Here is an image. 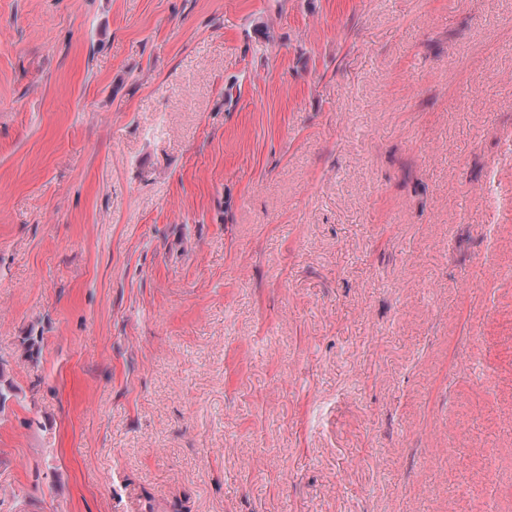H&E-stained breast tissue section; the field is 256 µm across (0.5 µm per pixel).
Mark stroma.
<instances>
[{
	"instance_id": "obj_1",
	"label": "stroma",
	"mask_w": 512,
	"mask_h": 512,
	"mask_svg": "<svg viewBox=\"0 0 512 512\" xmlns=\"http://www.w3.org/2000/svg\"><path fill=\"white\" fill-rule=\"evenodd\" d=\"M510 142L512 0H0V512H512Z\"/></svg>"
}]
</instances>
